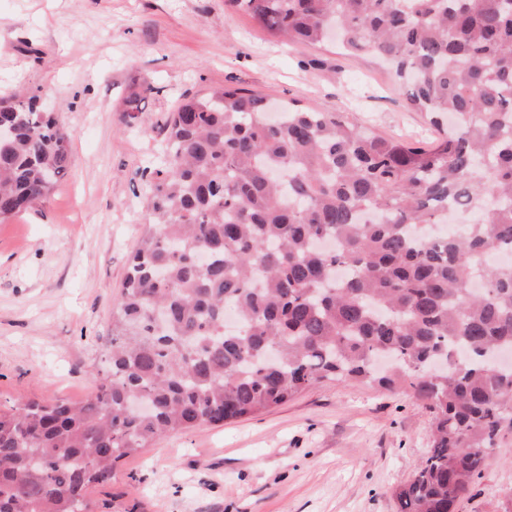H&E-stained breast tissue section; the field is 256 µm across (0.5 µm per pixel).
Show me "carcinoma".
I'll return each instance as SVG.
<instances>
[{
	"label": "carcinoma",
	"instance_id": "obj_1",
	"mask_svg": "<svg viewBox=\"0 0 512 512\" xmlns=\"http://www.w3.org/2000/svg\"><path fill=\"white\" fill-rule=\"evenodd\" d=\"M224 6L291 44L372 54L439 138L405 143L242 88L183 97L146 171L108 375L85 402L0 412V512H95L88 487L156 437L325 380L426 403L429 452L394 496L399 512H453L512 436V371L487 367L512 350V266L493 264L512 252V0ZM143 101L125 98L130 120ZM0 127L1 222L66 176L70 144L34 97L1 99ZM463 210L464 232L435 234Z\"/></svg>",
	"mask_w": 512,
	"mask_h": 512
}]
</instances>
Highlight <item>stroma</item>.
Returning a JSON list of instances; mask_svg holds the SVG:
<instances>
[{
    "mask_svg": "<svg viewBox=\"0 0 512 512\" xmlns=\"http://www.w3.org/2000/svg\"><path fill=\"white\" fill-rule=\"evenodd\" d=\"M224 85L346 112L377 133H437L370 54L287 46L224 0H0V97L45 98L70 137L67 177L0 223V410L86 400L106 372L112 307L144 236L142 170L184 95ZM148 89L136 125L123 101ZM407 391L325 382L288 404L153 441L93 487L95 512H397L428 450ZM456 512H512L505 440Z\"/></svg>",
    "mask_w": 512,
    "mask_h": 512,
    "instance_id": "1",
    "label": "stroma"
}]
</instances>
